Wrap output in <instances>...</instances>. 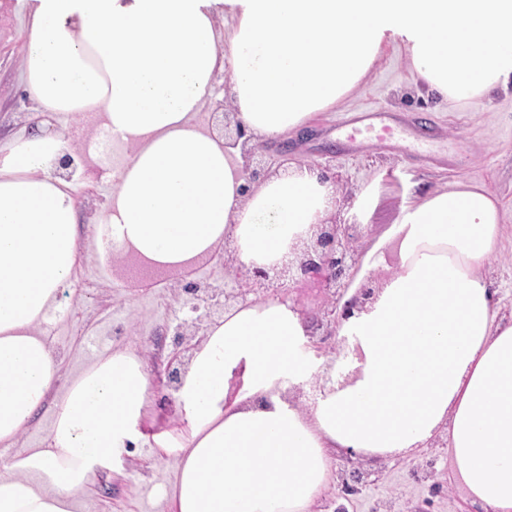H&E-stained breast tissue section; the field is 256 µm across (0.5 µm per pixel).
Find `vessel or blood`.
Segmentation results:
<instances>
[{
    "label": "vessel or blood",
    "instance_id": "b4317fda",
    "mask_svg": "<svg viewBox=\"0 0 512 512\" xmlns=\"http://www.w3.org/2000/svg\"><path fill=\"white\" fill-rule=\"evenodd\" d=\"M339 141L358 142L405 152L418 151L437 137L436 128L425 115L406 117L395 112L368 109L353 113L336 129Z\"/></svg>",
    "mask_w": 512,
    "mask_h": 512
}]
</instances>
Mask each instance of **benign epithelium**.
Segmentation results:
<instances>
[{"label":"benign epithelium","instance_id":"7a95c632","mask_svg":"<svg viewBox=\"0 0 512 512\" xmlns=\"http://www.w3.org/2000/svg\"><path fill=\"white\" fill-rule=\"evenodd\" d=\"M235 142L241 143V149L246 164L244 166V184L242 194L250 195L252 186L267 176V170L257 160L262 155L261 146L251 143L241 126H236ZM359 228L355 224H325L317 232L316 241L312 248L304 251L303 258L297 264H288V268L280 273L288 274V283L297 286L315 281L320 286L321 303L317 311L312 313L301 311L307 325L312 331L321 330L320 343L325 345L334 355L336 361L343 362L347 354V338H335L336 332L343 320L351 315V310L363 305L373 295L371 288L350 290L354 267L360 255ZM271 279V271L255 267L246 277L236 273L231 281L224 283V288L210 284L191 283L184 287L189 295L186 304L194 314L183 325H198L217 306L227 307L233 303L243 302L254 293L251 285L263 287ZM365 475L359 469L345 471L342 488L348 494L360 492V486L365 484Z\"/></svg>","mask_w":512,"mask_h":512}]
</instances>
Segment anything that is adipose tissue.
Returning <instances> with one entry per match:
<instances>
[{
	"label": "adipose tissue",
	"mask_w": 512,
	"mask_h": 512,
	"mask_svg": "<svg viewBox=\"0 0 512 512\" xmlns=\"http://www.w3.org/2000/svg\"><path fill=\"white\" fill-rule=\"evenodd\" d=\"M27 16L22 78L38 110L0 140V446L15 447L59 378L43 331L80 260L82 218L60 161L83 126L130 152L95 227L101 251L177 274L224 244L239 267L288 263L327 223L336 187L303 165L243 197L240 148L201 122L218 73L253 141L340 105L389 46L449 103L512 89V0H0ZM80 120L56 128L55 117ZM496 194L455 181L405 207L366 256L380 273L338 330L354 371L335 381L289 299L249 297L211 323L175 394L171 430L143 356H100L57 402L41 448L0 474V512H75L95 474L152 436L175 456L171 512H311L333 456L387 457L446 434L463 492L512 512V321L485 270L503 235ZM319 382L310 406L292 395Z\"/></svg>",
	"instance_id": "adipose-tissue-1"
}]
</instances>
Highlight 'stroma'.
Instances as JSON below:
<instances>
[{"instance_id": "1", "label": "stroma", "mask_w": 512, "mask_h": 512, "mask_svg": "<svg viewBox=\"0 0 512 512\" xmlns=\"http://www.w3.org/2000/svg\"><path fill=\"white\" fill-rule=\"evenodd\" d=\"M23 15L0 20V137L28 128L35 105L27 96L20 70L24 39ZM377 107L398 112H425L442 134L435 162H421L399 150L366 145L343 149L330 128L350 112ZM309 139L298 141L288 156L271 141L263 164L271 171L302 162L335 179L340 218L363 223L362 244L373 245L401 209L417 196L469 179L497 193L503 203L504 234L487 269L498 294L499 315L512 317V90L466 105H451L418 87L402 54L388 49L368 80L336 108L316 114L307 125ZM113 189L112 183L83 174L74 193L83 217L82 258L73 282L61 294L60 311L48 325L49 339L58 354L64 389L71 375L96 358L118 348H137L151 374L154 412L162 418L174 412L175 396L167 382L168 366L184 367L203 332L186 327L176 338L175 313L189 281L224 282L235 263L234 250L222 249V260L204 261L181 275L152 273L131 266L117 271L113 257L101 256L94 225ZM372 190L377 203L368 221L353 210L358 194ZM363 472L376 474L360 493L342 495L331 485L314 504L313 512H478L455 482L448 453L441 445L391 458L361 457ZM174 479L173 457L158 453L150 443L130 449L116 470L98 473L80 493L81 512H169Z\"/></svg>"}]
</instances>
